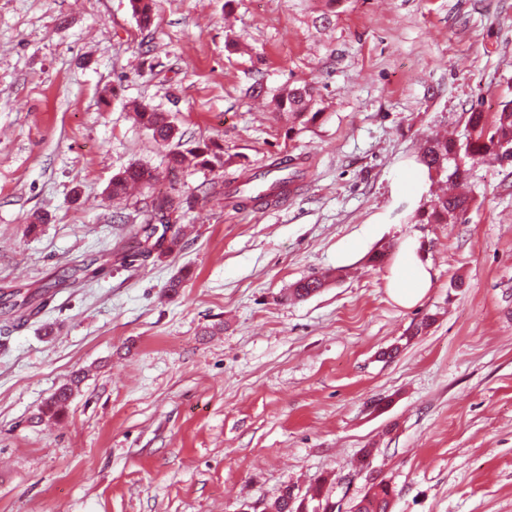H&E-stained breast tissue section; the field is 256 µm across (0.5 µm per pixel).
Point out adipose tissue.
<instances>
[{
	"label": "adipose tissue",
	"mask_w": 512,
	"mask_h": 512,
	"mask_svg": "<svg viewBox=\"0 0 512 512\" xmlns=\"http://www.w3.org/2000/svg\"><path fill=\"white\" fill-rule=\"evenodd\" d=\"M434 284L431 262L424 257L415 240L406 241L397 253L387 276L386 288L400 307L421 302Z\"/></svg>",
	"instance_id": "1"
}]
</instances>
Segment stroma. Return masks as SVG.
Segmentation results:
<instances>
[{
    "instance_id": "35a3bbf8",
    "label": "stroma",
    "mask_w": 512,
    "mask_h": 512,
    "mask_svg": "<svg viewBox=\"0 0 512 512\" xmlns=\"http://www.w3.org/2000/svg\"><path fill=\"white\" fill-rule=\"evenodd\" d=\"M304 82L307 125L271 106ZM506 99L512 0H156L148 29L129 0H0V293L51 291L24 324L0 311V512H237L323 473L344 512L375 477L392 512H512V165L454 186L464 221L412 220L442 188L427 141ZM135 103L225 166L169 173L178 144ZM285 155L304 167L285 197L228 205ZM132 162L157 181L113 198ZM154 192L191 208L179 248L142 255ZM410 238L434 285L403 308L374 257ZM310 276L323 288L294 298ZM77 371L66 417L32 423ZM133 112L137 121L152 131V136L156 141L167 142L174 138L175 127L164 112H158L156 109L142 104H134Z\"/></svg>"
}]
</instances>
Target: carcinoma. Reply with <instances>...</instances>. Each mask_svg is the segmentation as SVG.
<instances>
[{"label": "carcinoma", "mask_w": 512, "mask_h": 512, "mask_svg": "<svg viewBox=\"0 0 512 512\" xmlns=\"http://www.w3.org/2000/svg\"><path fill=\"white\" fill-rule=\"evenodd\" d=\"M134 17L143 28H149L155 20L153 0H129ZM275 111L286 112L307 123L313 122L321 114L319 100L312 85H288L280 88L273 95ZM137 121L152 131L157 141L167 142L174 138L176 131L167 115L146 105L133 106ZM464 133L451 139L435 138L428 142L419 163L426 168L429 178L446 177L449 181L469 178L472 164L488 155H494L503 162L512 163V101L499 106L493 114L484 112L476 104L465 112ZM202 167L224 165V151L216 142H203L175 151L168 156V169L177 170L189 164ZM300 173L297 158L285 156L273 161L266 171L258 177L270 179V192L253 193L248 185L236 187L230 191L229 205L241 210L251 204L269 202L280 198L279 191L288 186ZM156 181L153 170L143 164H130L112 177L110 191L114 197H124L133 188H150ZM471 200L460 196H439L421 204L413 220L418 224H455L470 209ZM190 202L179 195L167 194L153 199L147 221L169 220L177 213H186ZM322 278L312 277L294 284L293 295L299 299L306 298L319 290ZM45 302L34 303L28 299L13 301L10 310L15 313L17 322H24L38 314ZM83 377L72 376L67 383L57 389L42 405L38 419L56 420L65 414L75 392L78 391ZM308 499L307 512H341L336 502V476L327 474L317 477L305 490ZM395 496L394 487L385 479L373 481L370 487L355 502L356 512H392ZM300 502H290L288 494H279L268 504V512H297Z\"/></svg>", "instance_id": "obj_1"}]
</instances>
